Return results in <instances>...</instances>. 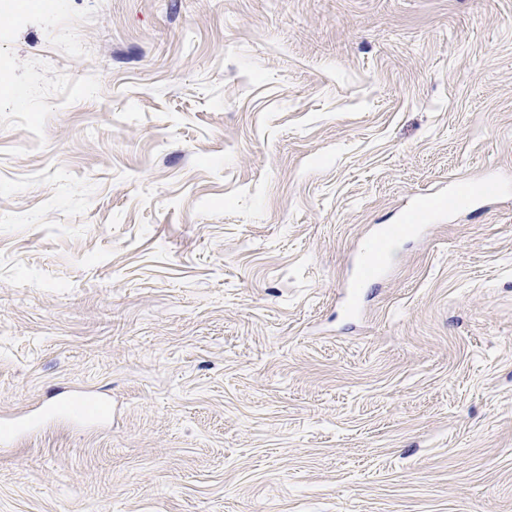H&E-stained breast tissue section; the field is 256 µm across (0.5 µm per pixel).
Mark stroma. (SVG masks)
Masks as SVG:
<instances>
[{"instance_id": "1", "label": "stroma", "mask_w": 512, "mask_h": 512, "mask_svg": "<svg viewBox=\"0 0 512 512\" xmlns=\"http://www.w3.org/2000/svg\"><path fill=\"white\" fill-rule=\"evenodd\" d=\"M0 512H512V0L0 7ZM387 244V235L383 229L378 230L367 238L359 255L358 279L368 278L371 276H374V278H380L383 275L386 264L384 262H380L376 269H374L370 263V256L373 251L382 250L387 246Z\"/></svg>"}]
</instances>
